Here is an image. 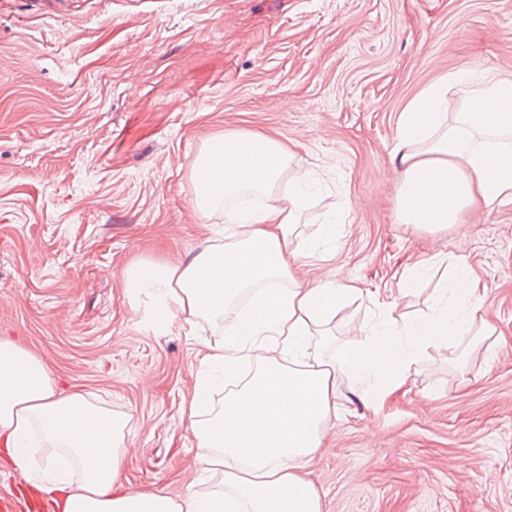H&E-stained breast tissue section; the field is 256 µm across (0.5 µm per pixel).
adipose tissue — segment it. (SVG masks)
<instances>
[{"label":"adipose tissue","instance_id":"obj_1","mask_svg":"<svg viewBox=\"0 0 512 512\" xmlns=\"http://www.w3.org/2000/svg\"><path fill=\"white\" fill-rule=\"evenodd\" d=\"M396 154L400 223L445 229L470 208L512 200V79L473 72L442 77L401 112ZM294 159L257 133L212 141L198 163L221 177L222 196L255 188L265 192L266 204L231 210L236 229L224 244L184 262L144 260L125 275L140 323L159 336L178 320L192 326L221 318L243 292L256 290L224 338L205 343L200 358L201 370L221 369L239 388L208 415L214 384L204 382L185 410L187 427L205 450L198 462L222 472V488L179 499L159 490L116 492L128 415L80 394H60L46 364L0 339V445L19 468L42 463L45 489L61 494L62 512H321L298 461L321 445L340 376L351 375L361 400L375 405L407 385L422 350L443 351L485 335L476 322L477 284L462 268L444 285L440 308L420 322L359 333L327 354L328 326L357 288L307 287L294 278V263L310 244L297 230L302 186L274 190ZM247 366L255 372L243 383L239 374Z\"/></svg>","mask_w":512,"mask_h":512}]
</instances>
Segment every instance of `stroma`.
Listing matches in <instances>:
<instances>
[{"instance_id": "obj_1", "label": "stroma", "mask_w": 512, "mask_h": 512, "mask_svg": "<svg viewBox=\"0 0 512 512\" xmlns=\"http://www.w3.org/2000/svg\"><path fill=\"white\" fill-rule=\"evenodd\" d=\"M458 71L512 77V0H0V338L61 392L129 414L123 488L222 486L195 464L183 410L196 352L226 323L154 335L124 281L223 243L226 207L198 206L193 167L212 140L258 132L293 149L291 176L320 175L300 231L343 216L295 268L363 288L337 344L420 317L461 265L492 330L451 361L422 353L376 408L341 378L304 461L321 512H512V202L439 232L395 209L399 116Z\"/></svg>"}]
</instances>
